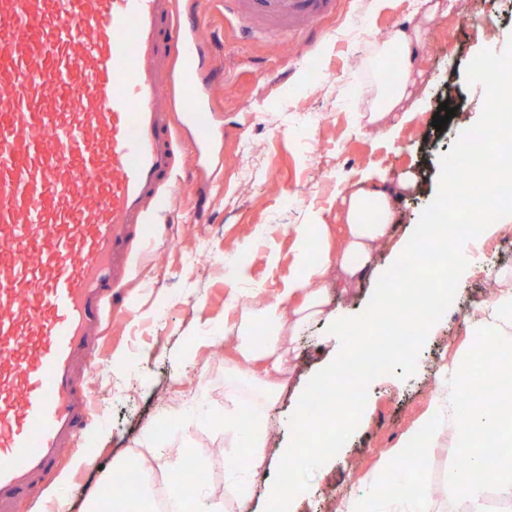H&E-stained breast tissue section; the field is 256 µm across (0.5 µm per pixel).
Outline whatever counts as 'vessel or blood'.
I'll return each instance as SVG.
<instances>
[{"instance_id": "1", "label": "vessel or blood", "mask_w": 512, "mask_h": 512, "mask_svg": "<svg viewBox=\"0 0 512 512\" xmlns=\"http://www.w3.org/2000/svg\"><path fill=\"white\" fill-rule=\"evenodd\" d=\"M336 0H224L250 39L303 33ZM176 0H0V512L81 451L89 374L130 245L167 213L175 129L210 152L222 71Z\"/></svg>"}]
</instances>
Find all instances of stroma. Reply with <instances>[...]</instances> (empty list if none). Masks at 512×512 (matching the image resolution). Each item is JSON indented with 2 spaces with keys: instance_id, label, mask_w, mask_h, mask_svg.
<instances>
[{
  "instance_id": "1",
  "label": "stroma",
  "mask_w": 512,
  "mask_h": 512,
  "mask_svg": "<svg viewBox=\"0 0 512 512\" xmlns=\"http://www.w3.org/2000/svg\"><path fill=\"white\" fill-rule=\"evenodd\" d=\"M200 20L218 66L227 71L211 89L217 108L213 170L197 181L190 154L177 144L172 220L162 225L151 252L135 254L121 288L132 314L109 326L88 379L93 422L86 448L43 478L23 502L29 512H92V495L105 490L114 463L132 458L149 464L148 491L158 493L166 471L157 456L172 448L202 463L208 489L223 498L229 441L223 425L203 419L223 414L227 390L247 400L254 394L236 375L232 340L216 337V330L239 320L244 296L285 301L299 272L296 228L314 225V247H339L346 234L343 194L365 186L373 174L389 182L414 176L422 191L403 204L375 268L348 295L335 278L322 282L332 308L361 315L394 262V248L410 237L439 189L440 159L460 133L459 116L482 112L484 89L468 84L467 65L481 50L500 53L512 40V0H457L450 11L421 8L416 0H337L334 13L285 41L242 40L238 22L224 14V0H201ZM401 28L423 36L412 74L391 69L374 80L364 60L375 32ZM403 79L412 82L414 99L389 119L391 134L361 125L353 105L367 87L374 83L388 94ZM448 95L458 116L439 131L433 116ZM202 245L212 263L189 264L186 253ZM480 245L465 288L431 328L415 374L370 383L355 432L312 475L295 512H336L344 494L375 491L385 457L399 453L433 401L432 368L463 347L481 352L486 339L474 335L468 318L484 300V282L512 271V233L490 234ZM244 251L252 259L241 266ZM189 351L196 366L188 372L183 356ZM334 355L323 323H312L297 340L294 374L276 407L274 445L291 440L288 421L297 396ZM462 454L443 443L415 473L435 512L455 508L448 475Z\"/></svg>"
}]
</instances>
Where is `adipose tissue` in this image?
Listing matches in <instances>:
<instances>
[{
    "instance_id": "obj_1",
    "label": "adipose tissue",
    "mask_w": 512,
    "mask_h": 512,
    "mask_svg": "<svg viewBox=\"0 0 512 512\" xmlns=\"http://www.w3.org/2000/svg\"><path fill=\"white\" fill-rule=\"evenodd\" d=\"M421 42L419 30H397L390 39L376 43L372 68H379L383 61L395 57L404 71H412L415 52ZM410 96L409 84L405 81L390 95L371 94L360 118L365 125L386 131L392 113L400 110ZM408 188L405 182L381 184L345 195L348 233L336 252H311L309 226L298 227L300 272L288 285V295L297 298V305L286 311L277 302L255 304L245 309L239 322L225 324V334L235 337L239 364L256 369L251 377L258 390L255 401L242 403L233 391L224 396V432L231 436L233 447L248 454L252 470L244 473L234 462H227L224 498L220 501L211 496L206 486L181 483L174 499L178 512H248L257 474L267 465L269 412L291 373L293 340L304 325L319 317H327L330 323L337 354L312 381L307 393L298 399L295 430L297 434L310 437L317 451L328 454L337 446V431L352 426L351 417L344 413L346 393L337 387L336 376L356 345L355 326L342 314L327 313L325 294L318 283L333 274L344 285L355 284L361 272L371 264L378 245L385 242L388 227L395 222L398 204ZM472 326L477 335L492 337L495 345L506 349L495 362L502 406L495 408L477 400L470 412L456 411V398L471 386L481 370L472 354L460 352L452 366L440 372L436 398L409 430L406 442L424 453L436 447L443 431H450L456 446L470 451L467 464L453 477L455 499L461 512H486L487 489L480 479V470L488 456L499 460L496 493L503 502L512 504L511 275L500 278L493 302L475 308ZM314 399L320 400L323 415L310 412L309 403ZM282 456L288 461V468L282 470L278 483L265 489L272 512H292L293 492L297 487L294 463L303 459L305 453L291 444L283 448ZM412 474L411 463L399 466L389 459L377 481L399 512H432L429 492L416 487Z\"/></svg>"
}]
</instances>
